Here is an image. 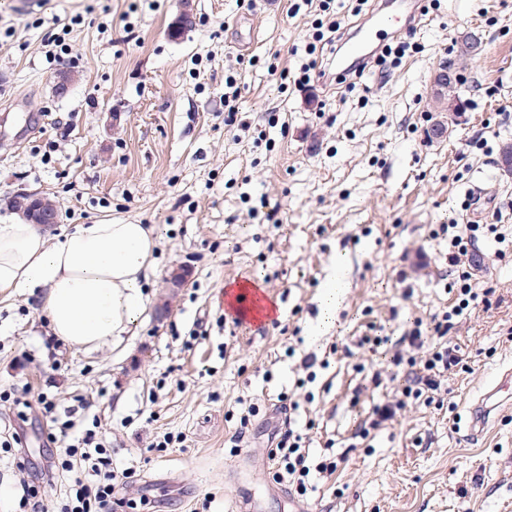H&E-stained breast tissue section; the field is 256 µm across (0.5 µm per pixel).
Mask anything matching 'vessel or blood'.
I'll list each match as a JSON object with an SVG mask.
<instances>
[{"label":"vessel or blood","mask_w":512,"mask_h":512,"mask_svg":"<svg viewBox=\"0 0 512 512\" xmlns=\"http://www.w3.org/2000/svg\"><path fill=\"white\" fill-rule=\"evenodd\" d=\"M421 10V0H385L384 5L378 7L372 24L360 28L354 38L346 40L336 59L337 70L346 74L357 69L373 52L375 44L416 28ZM228 310L250 330L263 329L274 314L265 293L251 285L244 287L238 301L229 305ZM506 407L512 408L511 370L501 372L494 384L472 403L468 438L482 437L491 417Z\"/></svg>","instance_id":"1"}]
</instances>
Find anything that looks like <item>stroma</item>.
<instances>
[{"label": "stroma", "instance_id": "35a3bbf8", "mask_svg": "<svg viewBox=\"0 0 512 512\" xmlns=\"http://www.w3.org/2000/svg\"><path fill=\"white\" fill-rule=\"evenodd\" d=\"M290 0H0V223L14 221L18 189L55 200L58 237L78 224L155 225L157 269L148 302L116 346L79 350L51 336L34 296L0 298V442L15 410L4 396L30 389L76 408L67 437L50 441L32 411L23 426L25 466L0 450V512L13 489L85 430L97 433L115 469L136 480L115 495L153 512H512V412L483 438L466 439L470 403L512 368V179L496 164L512 140V0H466L458 16L439 0L412 37L415 53L354 89L336 82V57L313 85L294 79L315 15ZM195 24L177 40L168 28L183 10ZM69 28L75 81L58 96L51 35ZM480 33V58L462 72L466 110L440 141L425 134L432 72L462 31ZM240 69L239 121L224 122V77ZM121 118L110 122L109 112ZM486 189L480 237L485 268L475 291L494 288L450 335L469 369L450 379L443 408L417 401L351 448L356 423L382 400L366 389L380 361L336 350L368 323L391 329L429 319L456 298L457 269L438 224H465L466 195ZM277 210L279 222L266 218ZM344 275L336 320L310 330L332 266ZM187 283L175 289L173 271ZM260 282L280 305L259 331L224 325V287ZM168 307L156 321L159 307ZM295 347L287 356V347ZM328 361L299 385L303 358ZM288 394L298 422L314 421L310 453L327 442L347 453L336 474L298 501L268 476V434ZM260 413L241 448L231 438L242 405ZM176 436L160 447L164 435Z\"/></svg>", "mask_w": 512, "mask_h": 512}]
</instances>
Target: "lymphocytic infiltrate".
<instances>
[{
	"label": "lymphocytic infiltrate",
	"instance_id": "lymphocytic-infiltrate-1",
	"mask_svg": "<svg viewBox=\"0 0 512 512\" xmlns=\"http://www.w3.org/2000/svg\"><path fill=\"white\" fill-rule=\"evenodd\" d=\"M320 10L322 16L315 21L314 41L306 47L308 60L302 63L297 77L301 85L310 84L321 75L317 46L324 43L326 34L341 38L346 33L340 18L331 11L330 0H321ZM482 229L492 234L497 231L493 224L484 228L476 224H442L437 229L438 235L448 240L449 262L459 269L457 297L450 310L432 315L427 321L415 319L398 337L374 323L368 324L366 333L360 337V347L383 359L391 381L397 384V391L394 398L375 405L359 422L355 431L357 438L367 439L410 401L422 398L434 402L447 377L467 370L464 352L449 341L448 335L456 328L458 317L470 306L492 304L493 289L475 292L471 286L472 274L463 266L464 257ZM308 441L307 434L287 418L275 427L267 451L270 479L287 486L291 495L299 500L314 491L315 480L333 476L340 462L339 457L330 454L312 459ZM59 473L71 476L69 495L61 512H119L124 503L114 498V490L135 476L129 469L114 470L107 449L102 448L91 429L67 445L63 457L47 460L42 481L53 480Z\"/></svg>",
	"mask_w": 512,
	"mask_h": 512
}]
</instances>
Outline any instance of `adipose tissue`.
Wrapping results in <instances>:
<instances>
[{"label": "adipose tissue", "instance_id": "adipose-tissue-1", "mask_svg": "<svg viewBox=\"0 0 512 512\" xmlns=\"http://www.w3.org/2000/svg\"><path fill=\"white\" fill-rule=\"evenodd\" d=\"M157 246L151 224H80L56 239L38 224H0V294L42 290L54 335L97 348L136 323Z\"/></svg>", "mask_w": 512, "mask_h": 512}]
</instances>
